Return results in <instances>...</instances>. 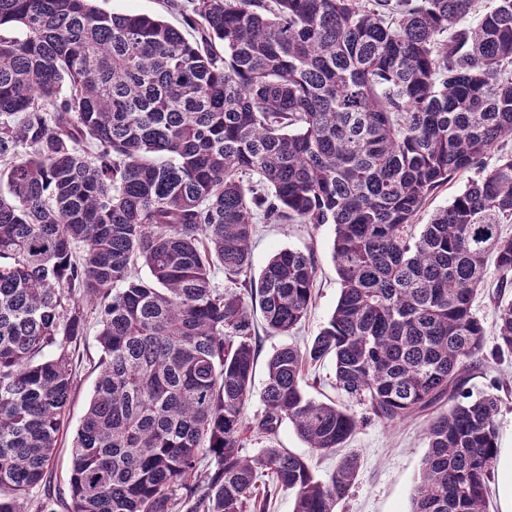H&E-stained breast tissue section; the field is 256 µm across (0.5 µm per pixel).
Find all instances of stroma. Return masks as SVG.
<instances>
[{
  "instance_id": "obj_1",
  "label": "stroma",
  "mask_w": 512,
  "mask_h": 512,
  "mask_svg": "<svg viewBox=\"0 0 512 512\" xmlns=\"http://www.w3.org/2000/svg\"><path fill=\"white\" fill-rule=\"evenodd\" d=\"M479 172L469 169L451 176L425 200L413 220V233H420L423 224L438 209L475 179ZM334 227L330 224H271L256 225L251 244L253 274H260L274 252L283 248L297 250L313 257L316 266L312 301L305 318L290 335L267 333L262 315H255L257 331L254 394L245 415L260 417L263 404L260 393L267 378V362L285 344L300 347L310 344L327 324L340 295V281L332 256ZM512 301V288L501 289L498 275L489 272L484 287L473 302V310L486 329L485 347L493 349L496 340L497 312L500 305ZM100 349L95 330H88L73 352L75 388L67 408V424L60 434L49 465L51 490L60 504L57 512H66L69 470L73 441L80 420L88 406L97 376L96 365ZM468 387L472 392H491L500 399L497 416L498 457L489 484V512H512V355L505 354L491 365H478L471 374ZM347 408L361 417L362 424L347 442L346 453L356 454L360 468L355 483L340 504L339 512H408L422 459L427 451L425 427L428 413H420L405 421L385 424L370 417L365 405L350 400ZM286 448L307 457L317 478L325 480L335 469L338 454L311 453L290 424H282L272 439L247 442L243 453L257 455L267 445Z\"/></svg>"
}]
</instances>
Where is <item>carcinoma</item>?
Listing matches in <instances>:
<instances>
[{
	"mask_svg": "<svg viewBox=\"0 0 512 512\" xmlns=\"http://www.w3.org/2000/svg\"><path fill=\"white\" fill-rule=\"evenodd\" d=\"M182 30L96 0H0V512H55L47 470L74 388L69 347L96 301L99 375L77 429L67 512H338L359 460L326 481L246 434L290 423L334 452L356 415L387 423L441 401L408 512H487L499 399L466 379L485 359L472 310L494 259L512 286V155L409 228L429 194L512 136V0H167ZM268 223L331 224L341 291L305 348L270 357L257 422L255 324L222 269L286 335L315 265L275 252ZM144 266L141 277L136 268ZM512 354V303L491 357ZM271 483L259 496L258 480Z\"/></svg>",
	"mask_w": 512,
	"mask_h": 512,
	"instance_id": "obj_1",
	"label": "carcinoma"
}]
</instances>
